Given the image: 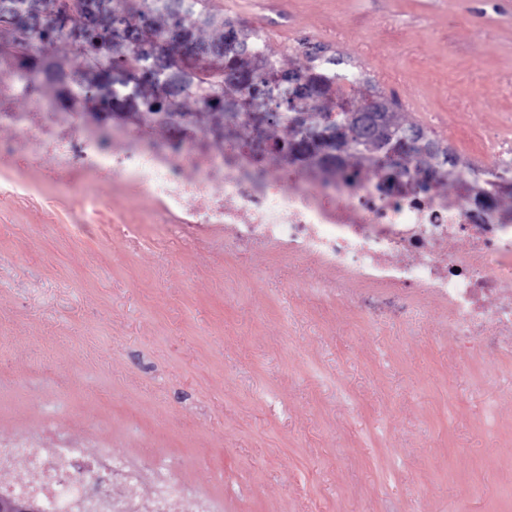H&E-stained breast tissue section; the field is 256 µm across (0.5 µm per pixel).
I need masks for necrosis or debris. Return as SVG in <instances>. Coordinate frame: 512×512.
<instances>
[{"instance_id":"obj_1","label":"necrosis or debris","mask_w":512,"mask_h":512,"mask_svg":"<svg viewBox=\"0 0 512 512\" xmlns=\"http://www.w3.org/2000/svg\"><path fill=\"white\" fill-rule=\"evenodd\" d=\"M0 125L14 138L0 140V155L12 156L28 142L38 157L74 173L121 176L133 181L169 215L184 213L196 224L234 228L237 246L273 245L288 256L308 257L343 271L349 281L398 294L416 288L448 305V319L463 343L488 331L512 334V298L488 309L490 296L512 288V211L495 200L483 202L448 194L382 193L376 181L349 186L316 179L298 167L287 179H269L254 149L242 143L218 153L203 137L163 141L128 140L115 149V133L101 127L83 131L70 124L57 101L42 102L28 114L1 112ZM224 173V190L211 179ZM469 247L448 253L449 239ZM24 465L29 480L0 484V493L35 497L42 512H135L133 500L102 510L106 487L92 480L136 484L137 470L110 455L90 457L84 448L63 446L54 453L0 441V472Z\"/></svg>"}]
</instances>
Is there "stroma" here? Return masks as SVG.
I'll return each instance as SVG.
<instances>
[{"mask_svg": "<svg viewBox=\"0 0 512 512\" xmlns=\"http://www.w3.org/2000/svg\"><path fill=\"white\" fill-rule=\"evenodd\" d=\"M281 66L327 47L402 120L485 167L512 142V0H200ZM185 134L215 151L194 102ZM27 147L0 175V438L171 463L215 512H512V361L463 348L444 305L389 303L228 226L173 228L134 184L82 189ZM106 200L83 235L80 194ZM140 225L138 235L126 227Z\"/></svg>", "mask_w": 512, "mask_h": 512, "instance_id": "35a3bbf8", "label": "stroma"}]
</instances>
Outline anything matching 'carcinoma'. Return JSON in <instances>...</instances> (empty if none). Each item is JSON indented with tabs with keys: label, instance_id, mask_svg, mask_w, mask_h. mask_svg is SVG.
I'll return each mask as SVG.
<instances>
[{
	"label": "carcinoma",
	"instance_id": "1",
	"mask_svg": "<svg viewBox=\"0 0 512 512\" xmlns=\"http://www.w3.org/2000/svg\"><path fill=\"white\" fill-rule=\"evenodd\" d=\"M117 2L106 0L110 26L98 31L89 27L85 0H0V39L11 38L20 47L19 54L14 56L18 81L29 85L42 73L60 101L74 102L82 97L80 85L52 77L54 72L70 71L82 75L84 83L93 79L112 88L111 97L105 101L108 109L142 107L147 112H178L184 100L192 99L215 120L246 111L250 102L262 112L277 113L268 124L287 126L288 139L274 143V148L302 157L312 152L311 144L292 124L293 113H317L323 125L335 126L333 112L325 109L323 103L348 79L333 69L336 58L307 50L304 64L286 70L261 38L245 29L240 32L244 47L236 54L224 53L231 21L197 11L198 0H135L123 8ZM170 2L179 7L192 41L202 51L196 61L180 67V84L174 90L167 69L145 50L148 40L167 30ZM54 14L66 25V32H34L38 21ZM75 17L79 24L69 25ZM205 30L214 32V36L203 38ZM62 39L80 42L82 52L73 58L59 59H46L33 52L38 43ZM227 71L238 76L239 85L234 91L224 86ZM368 169L383 171L377 154L361 146L350 155L343 181L352 185Z\"/></svg>",
	"mask_w": 512,
	"mask_h": 512
}]
</instances>
